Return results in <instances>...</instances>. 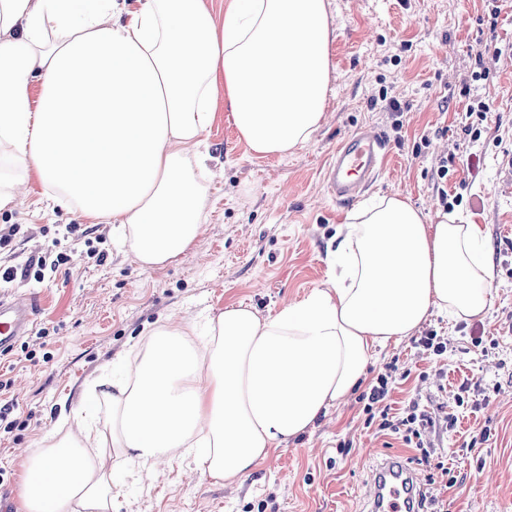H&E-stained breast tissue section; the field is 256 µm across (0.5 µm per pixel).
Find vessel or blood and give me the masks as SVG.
Returning <instances> with one entry per match:
<instances>
[{
    "instance_id": "b4317fda",
    "label": "vessel or blood",
    "mask_w": 512,
    "mask_h": 512,
    "mask_svg": "<svg viewBox=\"0 0 512 512\" xmlns=\"http://www.w3.org/2000/svg\"><path fill=\"white\" fill-rule=\"evenodd\" d=\"M390 151L388 141L364 127L344 138L334 152L325 175L326 190L336 202H353L379 174ZM32 299L0 297V351L13 347L32 333L36 320ZM417 471L408 463L387 457L377 463L365 492L370 512H408L421 508Z\"/></svg>"
}]
</instances>
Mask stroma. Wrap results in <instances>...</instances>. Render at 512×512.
I'll return each mask as SVG.
<instances>
[{
    "instance_id": "35a3bbf8",
    "label": "stroma",
    "mask_w": 512,
    "mask_h": 512,
    "mask_svg": "<svg viewBox=\"0 0 512 512\" xmlns=\"http://www.w3.org/2000/svg\"><path fill=\"white\" fill-rule=\"evenodd\" d=\"M333 80L323 124L281 156L261 158L242 141L225 104L204 139L201 226L193 247L160 266L140 264L109 224H90L78 210L47 213L43 188L0 210V227L18 225L0 263L44 253L68 256L56 276L0 286V295L36 298L37 329L0 354L11 379L0 404H12V431L0 429V512H20L18 451L41 448L57 428L60 408L77 407L96 379L119 380L146 326L166 318L206 323L231 303L266 316L330 279V238L353 212L325 191L323 170L340 141L362 126L379 130L391 152L363 199L395 193L435 209L447 195L452 212L481 225L495 267L488 314L456 322L435 313L418 335L447 337L443 357L412 338L380 350L366 380L389 363L409 377L397 381L393 409L420 399L431 422L423 442L452 458L458 483L428 482L427 497L450 512H512V0H327ZM485 69L487 80L471 75ZM406 103L403 114L387 99ZM489 103L486 119L469 105ZM480 128L479 139L465 125ZM447 176H439L440 165ZM96 247L104 262L91 258ZM476 384L471 404L456 406L461 382ZM457 415L447 429V412ZM359 398L330 408L313 429L273 451L241 482L218 483L185 456L134 475L107 456L119 482L112 512H363L370 470L394 456L412 461L399 436L378 434ZM488 441L466 449L473 432Z\"/></svg>"
}]
</instances>
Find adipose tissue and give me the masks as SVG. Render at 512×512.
I'll list each match as a JSON object with an SVG mask.
<instances>
[{"instance_id": "ef3b65f1", "label": "adipose tissue", "mask_w": 512, "mask_h": 512, "mask_svg": "<svg viewBox=\"0 0 512 512\" xmlns=\"http://www.w3.org/2000/svg\"><path fill=\"white\" fill-rule=\"evenodd\" d=\"M0 0V210L30 180L49 209L78 208L129 234L145 266L194 244L198 148L225 100L251 150L282 155L317 130L331 82L326 0H233L216 23L202 0ZM38 98H31V89ZM330 285L260 317L226 306L205 339L170 319L144 337L112 400V432L62 431L27 454L22 512H112L110 452L151 471L193 454L232 485L348 404L377 350L432 311L485 317L493 264L477 224L394 194L337 225Z\"/></svg>"}]
</instances>
